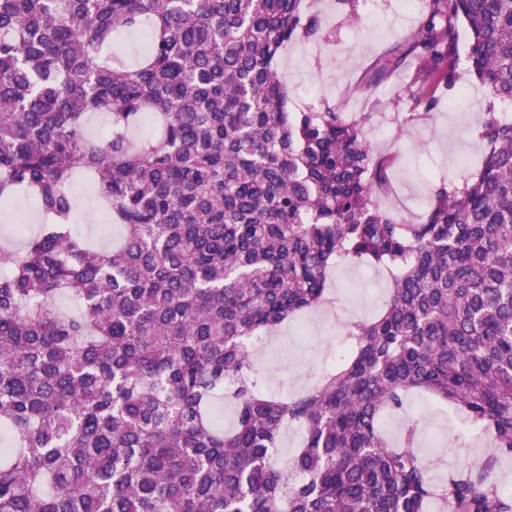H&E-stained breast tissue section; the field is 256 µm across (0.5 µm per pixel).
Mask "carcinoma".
<instances>
[{
  "mask_svg": "<svg viewBox=\"0 0 512 512\" xmlns=\"http://www.w3.org/2000/svg\"><path fill=\"white\" fill-rule=\"evenodd\" d=\"M305 2L0 0V223L20 193L40 216L0 247V512H512L494 477L512 460V0H427L375 62L380 81L416 58L429 112L458 86L462 23L491 98L481 165L415 221L373 198L389 162L365 118L288 111L279 54L321 24ZM142 31L147 54L116 66L115 38ZM80 168L123 229L110 250L73 230ZM351 264L387 281L383 311L344 326L308 392L264 394L252 340L330 305ZM413 392L490 452L437 479L417 422L388 442Z\"/></svg>",
  "mask_w": 512,
  "mask_h": 512,
  "instance_id": "cac0c4a2",
  "label": "carcinoma"
}]
</instances>
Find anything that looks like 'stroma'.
Here are the masks:
<instances>
[{
    "instance_id": "stroma-1",
    "label": "stroma",
    "mask_w": 512,
    "mask_h": 512,
    "mask_svg": "<svg viewBox=\"0 0 512 512\" xmlns=\"http://www.w3.org/2000/svg\"><path fill=\"white\" fill-rule=\"evenodd\" d=\"M324 24L322 38L288 45L277 62L288 87V109L296 112L329 103L348 116L366 115L363 134L376 153L390 158L388 181L376 188L380 207L405 220L416 219L440 180H459L471 172L486 151L478 134L486 105L480 86L469 98L440 105L428 119L404 125L415 105L410 91L419 71L415 61L392 77L372 81L373 64L415 30L421 10L407 0H357L348 12L339 0H307ZM79 214L75 228L98 247L119 242L121 229L110 223L106 205L84 173H76ZM336 301L331 309L306 312L267 335L256 352L259 378L270 394L291 397L309 390L322 368L343 347V326L353 316L374 318L387 284L372 270L340 265L329 278ZM422 426L420 456L438 473L475 460L490 448L488 437L472 429L453 405L412 395L403 415L384 428L397 441L403 417Z\"/></svg>"
}]
</instances>
